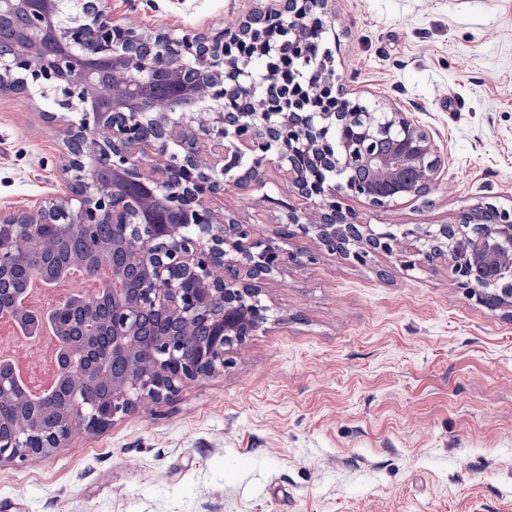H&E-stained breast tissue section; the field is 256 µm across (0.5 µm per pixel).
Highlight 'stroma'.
Instances as JSON below:
<instances>
[{
    "mask_svg": "<svg viewBox=\"0 0 512 512\" xmlns=\"http://www.w3.org/2000/svg\"><path fill=\"white\" fill-rule=\"evenodd\" d=\"M261 0H105L174 36ZM322 39L344 99L429 130L438 190L374 208V230L512 211V0H330ZM52 96H0V207L61 187ZM282 170L208 205L274 239ZM261 286L267 321L168 402L0 464V512H512V307L492 311L415 253L359 262L313 238Z\"/></svg>",
    "mask_w": 512,
    "mask_h": 512,
    "instance_id": "1",
    "label": "stroma"
}]
</instances>
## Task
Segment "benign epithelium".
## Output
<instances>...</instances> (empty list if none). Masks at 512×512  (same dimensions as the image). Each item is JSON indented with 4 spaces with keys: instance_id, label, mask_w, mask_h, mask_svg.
Returning a JSON list of instances; mask_svg holds the SVG:
<instances>
[{
    "instance_id": "benign-epithelium-1",
    "label": "benign epithelium",
    "mask_w": 512,
    "mask_h": 512,
    "mask_svg": "<svg viewBox=\"0 0 512 512\" xmlns=\"http://www.w3.org/2000/svg\"><path fill=\"white\" fill-rule=\"evenodd\" d=\"M328 2L308 0L311 16L290 22L289 32L312 36L323 25ZM63 6L64 0H0V20L26 19L13 46L0 50V96L48 86L62 94L64 110L49 117L65 125V191L33 210L0 209V272L41 245L45 225L89 240L98 225L109 223L121 227L130 257L144 274L135 299L125 288L112 292L103 318L98 300L56 308L61 328L96 335L105 326L112 358L127 359L128 371L117 377L87 348L64 346L61 372L80 374L86 382L63 398L40 401L57 419L50 428L0 413V462L49 457L62 442L120 414L171 400L182 380L208 378L224 367V349L243 343L264 322L259 283L297 255L279 245L244 241L245 225L208 207L210 197L224 193L235 157H251L233 176L242 188L263 184L271 164L288 175L289 191L300 205L283 212L282 239L313 237L355 259L366 246L389 253L398 239L412 251L426 245L435 255L451 252L461 286L474 292L492 288L499 306H512V262H504L512 256L511 212L485 204L461 215L455 226L431 231L407 224L395 233H377L343 206L342 199L353 195L380 208L439 185L442 160L434 139L406 113L393 111L377 123L372 112H305L299 103L275 111L226 112L219 100L233 94L252 101L261 83L241 80L247 64L224 57L223 32L178 38L125 25L100 0H69L66 13ZM284 6L254 10L232 31L245 38L255 24L271 26ZM144 42L156 47L146 63L138 54ZM159 74L182 96L218 102L205 124L195 128L192 113L149 98ZM333 123L356 129L352 143L370 171L362 187L336 183L346 161L322 149ZM381 134L390 147L376 154L368 142ZM149 312L189 329L203 321L207 339L196 344L161 333L150 345L151 360L141 363L135 328ZM100 382L111 383L106 398L97 392ZM24 397L11 372L0 368V403Z\"/></svg>"
}]
</instances>
